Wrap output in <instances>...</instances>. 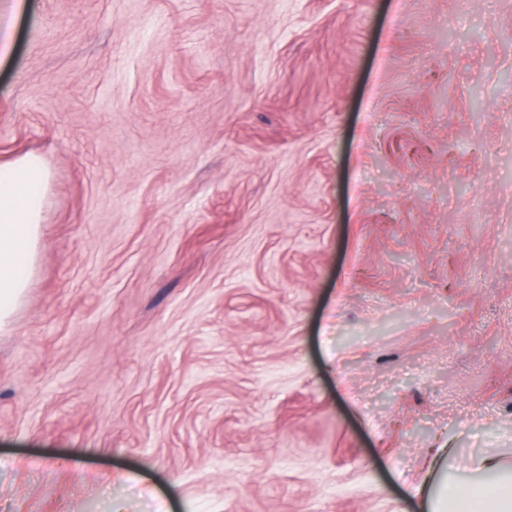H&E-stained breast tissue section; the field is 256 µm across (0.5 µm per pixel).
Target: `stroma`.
<instances>
[{"label":"stroma","instance_id":"stroma-1","mask_svg":"<svg viewBox=\"0 0 512 512\" xmlns=\"http://www.w3.org/2000/svg\"><path fill=\"white\" fill-rule=\"evenodd\" d=\"M50 171L0 512H422L512 461V0H0Z\"/></svg>","mask_w":512,"mask_h":512}]
</instances>
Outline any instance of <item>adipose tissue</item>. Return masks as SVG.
I'll use <instances>...</instances> for the list:
<instances>
[{
	"mask_svg": "<svg viewBox=\"0 0 512 512\" xmlns=\"http://www.w3.org/2000/svg\"><path fill=\"white\" fill-rule=\"evenodd\" d=\"M45 162L33 154L0 164V327L19 304L34 272L41 236ZM426 512H512V464L489 452L475 458L469 476L441 470Z\"/></svg>",
	"mask_w": 512,
	"mask_h": 512,
	"instance_id": "ef3b65f1",
	"label": "adipose tissue"
}]
</instances>
